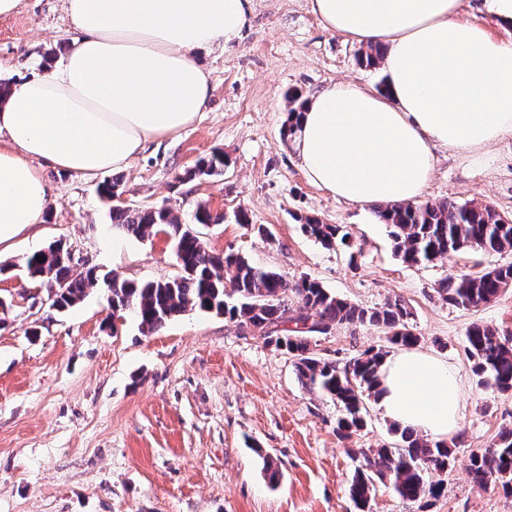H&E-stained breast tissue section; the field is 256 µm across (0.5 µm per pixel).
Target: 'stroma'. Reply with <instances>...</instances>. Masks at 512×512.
<instances>
[{
  "instance_id": "obj_1",
  "label": "stroma",
  "mask_w": 512,
  "mask_h": 512,
  "mask_svg": "<svg viewBox=\"0 0 512 512\" xmlns=\"http://www.w3.org/2000/svg\"><path fill=\"white\" fill-rule=\"evenodd\" d=\"M72 35L62 0H22L0 17V81L59 62ZM360 50L323 28L310 0H250L241 39L195 57L211 75L207 111L148 143L117 176L129 200L166 206L185 223L195 224L201 202L223 214V223L195 224L213 252L317 279L364 307L404 300L419 350L445 360L459 380L461 444L429 512H512V494L479 488L467 471L471 451L512 427V392L478 386L465 352L474 323L512 338V288L472 310L436 292L448 273L506 265L512 252L403 263L376 208L310 183L282 136L288 90L309 97L342 80L379 85L382 71L361 68ZM217 150L229 160L223 175L190 178ZM437 158L426 201H473L512 218V135L475 156L441 149ZM36 166L49 189L44 222L0 253V296L15 298L0 310V512H358L348 451L394 440L377 402L368 401L366 427L346 441L336 433L335 401L304 388L286 352L227 317L189 311L150 333L132 315L113 324L108 293L96 287L68 311L51 309L46 289H30L24 264L59 239L79 272L93 266L143 282L181 269L164 238L113 231L98 190L115 175ZM239 210L248 224L236 223ZM306 215L342 225L348 245L329 249L308 237ZM386 344L384 329L340 325L319 349L342 364ZM267 458L280 472L274 485L262 470Z\"/></svg>"
}]
</instances>
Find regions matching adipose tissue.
<instances>
[{
  "mask_svg": "<svg viewBox=\"0 0 512 512\" xmlns=\"http://www.w3.org/2000/svg\"><path fill=\"white\" fill-rule=\"evenodd\" d=\"M461 0H310L322 25L384 50L386 88L332 83L294 139L307 178L354 205L418 204L437 148L482 152L512 134V37L461 20ZM250 0H63L77 35L61 61L0 98V249L42 223L38 159L83 177L119 171L205 112L196 52L239 40ZM447 363L407 348L385 359L378 405L434 441L460 429Z\"/></svg>",
  "mask_w": 512,
  "mask_h": 512,
  "instance_id": "1",
  "label": "adipose tissue"
}]
</instances>
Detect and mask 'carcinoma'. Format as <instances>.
Masks as SVG:
<instances>
[{
  "instance_id": "cac0c4a2",
  "label": "carcinoma",
  "mask_w": 512,
  "mask_h": 512,
  "mask_svg": "<svg viewBox=\"0 0 512 512\" xmlns=\"http://www.w3.org/2000/svg\"><path fill=\"white\" fill-rule=\"evenodd\" d=\"M288 113L283 136H295L306 99L298 92L288 95ZM224 172V155L213 154L202 161L191 176H218ZM120 180L100 188L109 203L112 228L139 239L160 232L172 239L174 256L183 274L135 283L94 268L73 276L69 251L60 242L33 253L26 260L28 277L35 285L53 292L51 305L68 309L83 300L86 289L100 285L108 290L112 304H130L142 329L159 330L188 310L224 314L263 336L267 343L285 350L295 360L299 381L311 391L335 398L344 409L336 431L343 439L365 426V403L377 396L379 372L388 351L370 347L344 365L325 359L318 351V338L342 324L371 325L388 330L394 347H413L420 337L409 326L407 304L390 300L368 308L336 296L308 278L291 281L282 274L255 267L239 253L209 251L192 225L164 207L111 203ZM390 228L397 256L411 265L432 263L467 249L500 253L512 251V221L487 205L445 200L412 205L387 204L378 211ZM198 224H219L224 215L212 214L206 203L197 205ZM302 230L327 248L347 241L339 224H326L315 217L300 218ZM512 287V263L478 272L460 271L442 279L436 292L455 308L469 310L486 305ZM311 322L307 330L301 322ZM465 350L472 362L478 385L498 392H512V339L488 324L474 323L466 332ZM391 445L350 448L362 459L351 479V498L366 508L376 492V483H389L404 500L427 512L432 500L445 489L443 476L451 467L458 440L447 444L429 440L410 428L394 423ZM469 474L482 489L501 487L512 493V429L501 430L485 449L469 456Z\"/></svg>"
}]
</instances>
